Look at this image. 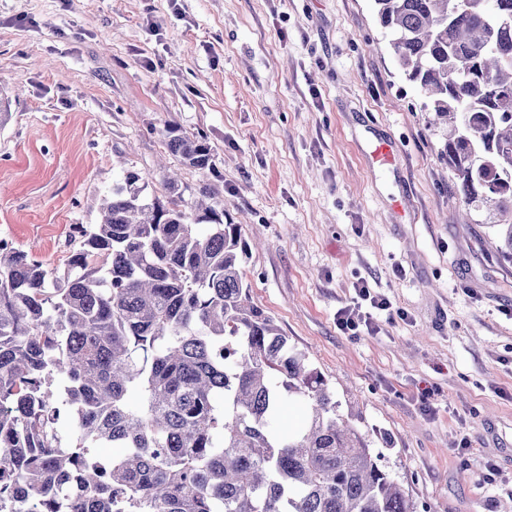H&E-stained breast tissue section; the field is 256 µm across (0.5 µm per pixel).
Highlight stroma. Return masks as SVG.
Wrapping results in <instances>:
<instances>
[{"label": "stroma", "instance_id": "1", "mask_svg": "<svg viewBox=\"0 0 512 512\" xmlns=\"http://www.w3.org/2000/svg\"><path fill=\"white\" fill-rule=\"evenodd\" d=\"M0 89V239L63 270L124 170L150 197L165 168L188 199L215 182L253 303L416 512H512V262L463 220L373 0H0ZM170 125L213 173L166 151Z\"/></svg>", "mask_w": 512, "mask_h": 512}]
</instances>
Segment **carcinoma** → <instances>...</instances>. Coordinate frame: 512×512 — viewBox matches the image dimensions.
<instances>
[{
    "instance_id": "carcinoma-1",
    "label": "carcinoma",
    "mask_w": 512,
    "mask_h": 512,
    "mask_svg": "<svg viewBox=\"0 0 512 512\" xmlns=\"http://www.w3.org/2000/svg\"><path fill=\"white\" fill-rule=\"evenodd\" d=\"M373 2L433 124H448L463 207L512 213V0ZM163 143L214 170L204 141L168 128ZM143 181L112 185L61 276L0 241V512H415L251 301L224 199L205 187L188 201L173 175L166 199L148 198ZM490 227L512 260V222ZM290 399L305 419L286 431Z\"/></svg>"
}]
</instances>
